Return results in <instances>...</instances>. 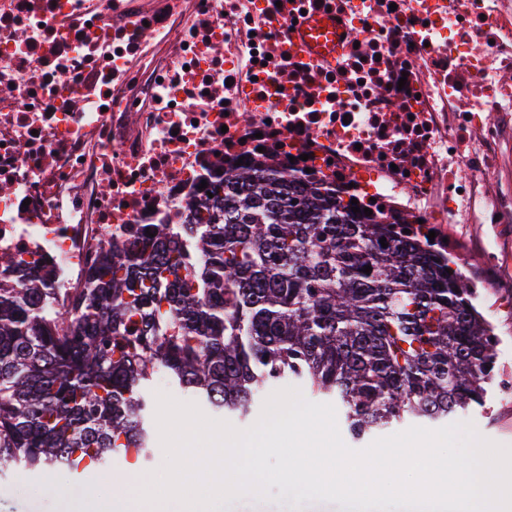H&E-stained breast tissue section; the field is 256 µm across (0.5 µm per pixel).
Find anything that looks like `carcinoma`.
Returning a JSON list of instances; mask_svg holds the SVG:
<instances>
[{
	"mask_svg": "<svg viewBox=\"0 0 512 512\" xmlns=\"http://www.w3.org/2000/svg\"><path fill=\"white\" fill-rule=\"evenodd\" d=\"M213 193L190 224L125 226L68 292L0 252L1 473L149 458L160 372L238 420L295 381L355 440L486 407L498 338L428 236L353 222L321 185L263 165Z\"/></svg>",
	"mask_w": 512,
	"mask_h": 512,
	"instance_id": "1",
	"label": "carcinoma"
}]
</instances>
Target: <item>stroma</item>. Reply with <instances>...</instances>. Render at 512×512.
Masks as SVG:
<instances>
[{"label": "stroma", "mask_w": 512, "mask_h": 512, "mask_svg": "<svg viewBox=\"0 0 512 512\" xmlns=\"http://www.w3.org/2000/svg\"><path fill=\"white\" fill-rule=\"evenodd\" d=\"M444 233L449 252L465 257L461 270L478 288L477 303L495 327L499 374L512 377V223L450 224ZM470 420L482 437L512 447V401L494 395L489 412L472 414ZM52 480L58 491L48 495L38 478L0 473V512H89L92 497L113 494L110 484L92 478L77 482L64 471L55 473ZM271 493L272 501L234 498L218 512H346L334 502L305 500L294 504L291 498L281 497L276 486Z\"/></svg>", "instance_id": "stroma-1"}]
</instances>
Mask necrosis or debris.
Returning <instances> with one entry per match:
<instances>
[{
	"instance_id": "obj_1",
	"label": "necrosis or debris",
	"mask_w": 512,
	"mask_h": 512,
	"mask_svg": "<svg viewBox=\"0 0 512 512\" xmlns=\"http://www.w3.org/2000/svg\"><path fill=\"white\" fill-rule=\"evenodd\" d=\"M512 0H0V251L77 287L127 224H185L264 161L353 219L512 222ZM497 149L501 156L499 167L487 177V188L504 196H512V126L499 129Z\"/></svg>"
}]
</instances>
